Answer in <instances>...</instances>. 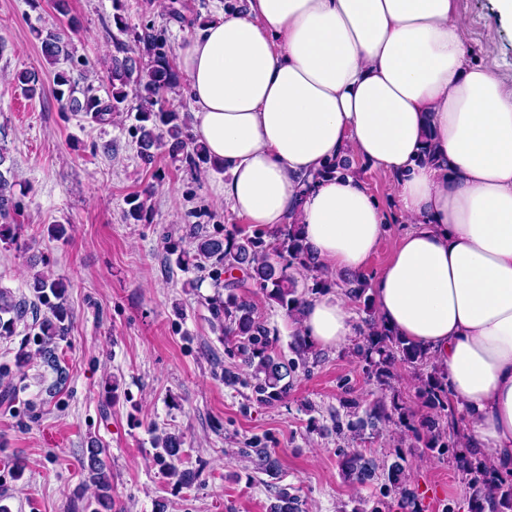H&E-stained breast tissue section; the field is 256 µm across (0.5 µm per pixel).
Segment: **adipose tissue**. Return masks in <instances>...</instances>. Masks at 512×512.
Listing matches in <instances>:
<instances>
[{
	"label": "adipose tissue",
	"instance_id": "ef3b65f1",
	"mask_svg": "<svg viewBox=\"0 0 512 512\" xmlns=\"http://www.w3.org/2000/svg\"><path fill=\"white\" fill-rule=\"evenodd\" d=\"M177 66L224 203L287 224L318 269L376 275L379 322L432 355L463 445L512 474V92L467 52L454 0H236L199 21ZM394 183L384 206L355 161ZM347 289L308 300L289 335L356 334ZM403 226L400 224H389L385 235L381 241V244L373 256L368 269L364 272L363 277L368 279L373 274L380 271L384 264L389 259L392 249L394 247L395 238L400 232Z\"/></svg>",
	"mask_w": 512,
	"mask_h": 512
}]
</instances>
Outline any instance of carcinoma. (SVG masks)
<instances>
[{
	"label": "carcinoma",
	"mask_w": 512,
	"mask_h": 512,
	"mask_svg": "<svg viewBox=\"0 0 512 512\" xmlns=\"http://www.w3.org/2000/svg\"><path fill=\"white\" fill-rule=\"evenodd\" d=\"M76 30V24L69 29H55L47 32L41 41V51L49 63L56 64L60 57H69L66 50L70 37L68 32ZM136 41L143 46L148 56L145 73L137 72L136 60L126 55L127 49L119 48L125 56L112 57L106 68V78L111 87L108 99L103 100L92 93L91 87L83 91L84 101L73 98L74 85L66 72L57 71L54 83L58 98H67L72 102V110L82 112L98 124L112 122V116L122 111L121 105L127 101V87L135 84L141 106L134 115L133 131L137 137L140 158L144 163H152L155 152L161 148L177 157L187 147L192 153H186L185 159L198 167L208 164L204 147L195 141L189 133L186 122L175 111L153 110L158 98L176 85L175 64L170 56L164 34L153 26H146L136 34ZM14 83L29 95H34L38 78L31 71H21L13 77ZM127 216L139 222L147 218L146 200L133 196L128 200ZM20 215V203L15 199L12 185L0 171V242L12 245L16 241L14 233L16 217ZM265 232L248 234L238 229L224 237L206 233L198 224L189 228V239L193 253L185 251L177 256V262L184 266L211 268L215 281L234 270H242L253 283L267 292L270 299L276 301L287 314L300 315L306 299L297 294L294 284L287 275V269L296 266L314 271L307 251L299 235L296 224H288L279 233H272V240H263ZM28 288L33 300L16 301L10 291L0 288V336H13L17 324L26 316L32 318V330L37 336V354L56 373L55 386H60L67 379L66 369L61 366L58 354L59 342L69 334L72 315L66 305V285L60 279H54L43 272L35 274ZM209 312L211 326L224 336V344L235 352L240 359L241 369L253 380V396L260 404H272L288 398L292 389L291 373L296 362H288L273 353L270 330L250 301L230 296L223 300L215 297L210 300ZM368 332L364 334L365 344L362 353L371 373L380 381L389 378L396 361L416 364L428 357L425 350L406 343L398 336L377 326L376 320H365ZM419 395L434 409L445 410L448 406V386L444 375L438 371L420 379ZM369 415L380 421L398 416L408 418L405 407L393 402L386 404L382 399L370 405ZM408 431L416 439L426 440L430 449L443 450L454 445L440 419L429 417L419 423H411ZM164 461L167 473L179 477V481L190 484L193 475L181 471L175 464L179 459L182 441L180 437L170 435L165 438ZM103 449L96 441H91L87 448L89 481L97 488V504L106 510L112 508V482L104 471L100 458ZM341 470L348 479L362 483L382 470L388 481L387 488L408 499L411 492L404 483L407 458L404 454L396 455V460L389 465L375 459H367L356 450L341 452ZM463 471L468 476L471 512H484L487 499H494L497 504L495 512H512V479L492 474L482 457H472L459 451ZM276 502L270 512H299L298 499L281 488L276 492Z\"/></svg>",
	"instance_id": "cac0c4a2"
}]
</instances>
